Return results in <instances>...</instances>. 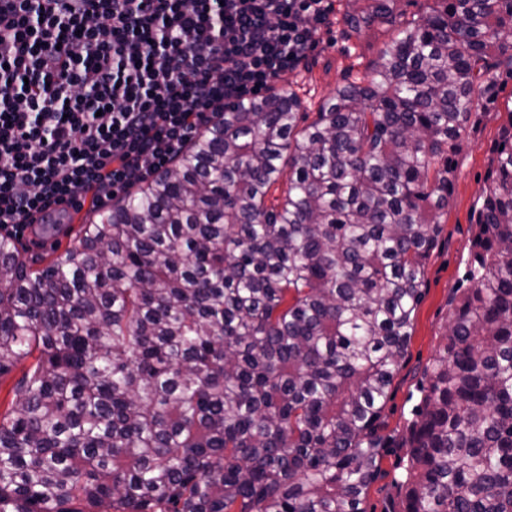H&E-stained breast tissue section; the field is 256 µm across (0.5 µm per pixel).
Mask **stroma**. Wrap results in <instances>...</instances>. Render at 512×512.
Masks as SVG:
<instances>
[{
  "label": "stroma",
  "instance_id": "obj_1",
  "mask_svg": "<svg viewBox=\"0 0 512 512\" xmlns=\"http://www.w3.org/2000/svg\"><path fill=\"white\" fill-rule=\"evenodd\" d=\"M348 0H335V13L329 26L318 35L305 69L289 75L288 84L302 99L306 120H314L317 109L337 86L363 77L372 67L379 48L393 33L392 26L379 22L349 32L344 14ZM497 100L480 112L453 158L456 178L451 206L436 246L426 261L423 299L413 322L407 355L397 371L391 395L382 412L385 432L398 431L411 418L419 399L417 384L430 365L448 324V300L466 275L475 231L474 210L487 184L492 148L499 139L505 108L512 104V74L501 72L496 84ZM91 204L74 212L71 224L43 238L24 234L20 241L27 259L45 267L70 247L81 224L88 218Z\"/></svg>",
  "mask_w": 512,
  "mask_h": 512
}]
</instances>
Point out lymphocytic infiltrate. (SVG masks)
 I'll return each mask as SVG.
<instances>
[{
  "instance_id": "obj_1",
  "label": "lymphocytic infiltrate",
  "mask_w": 512,
  "mask_h": 512,
  "mask_svg": "<svg viewBox=\"0 0 512 512\" xmlns=\"http://www.w3.org/2000/svg\"><path fill=\"white\" fill-rule=\"evenodd\" d=\"M332 0H0V228L169 167L224 103L304 68Z\"/></svg>"
}]
</instances>
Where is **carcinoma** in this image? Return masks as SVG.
<instances>
[{"mask_svg": "<svg viewBox=\"0 0 512 512\" xmlns=\"http://www.w3.org/2000/svg\"><path fill=\"white\" fill-rule=\"evenodd\" d=\"M439 3L308 125L290 88L224 104L44 268L0 233V512H366L394 447L399 512H512L510 107L414 417L373 428L452 155L512 73V0Z\"/></svg>", "mask_w": 512, "mask_h": 512, "instance_id": "obj_1", "label": "carcinoma"}]
</instances>
